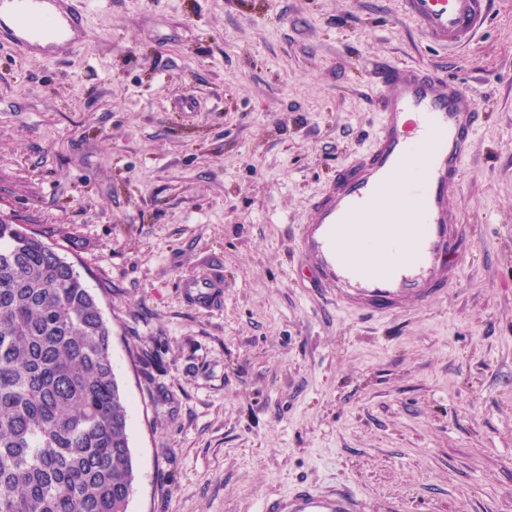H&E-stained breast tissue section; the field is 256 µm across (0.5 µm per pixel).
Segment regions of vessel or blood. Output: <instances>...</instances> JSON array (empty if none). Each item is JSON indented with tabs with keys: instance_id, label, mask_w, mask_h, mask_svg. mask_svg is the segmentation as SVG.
Returning a JSON list of instances; mask_svg holds the SVG:
<instances>
[{
	"instance_id": "vessel-or-blood-1",
	"label": "vessel or blood",
	"mask_w": 512,
	"mask_h": 512,
	"mask_svg": "<svg viewBox=\"0 0 512 512\" xmlns=\"http://www.w3.org/2000/svg\"><path fill=\"white\" fill-rule=\"evenodd\" d=\"M95 0H0V47L22 57L64 59L81 48ZM405 16L440 48L468 46L490 15L489 0H402ZM377 130L367 149L341 167L310 204L311 217L293 243L337 306L365 316L397 313L444 297L458 278L468 230L448 201L481 123L467 89L447 74L409 63L385 64ZM411 167L408 180L393 178ZM414 204L412 222L378 238L356 232L358 221L392 192ZM381 262H369L372 253ZM260 512H364L345 485L311 484L265 499Z\"/></svg>"
}]
</instances>
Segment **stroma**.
I'll list each match as a JSON object with an SVG mask.
<instances>
[{
    "label": "stroma",
    "mask_w": 512,
    "mask_h": 512,
    "mask_svg": "<svg viewBox=\"0 0 512 512\" xmlns=\"http://www.w3.org/2000/svg\"><path fill=\"white\" fill-rule=\"evenodd\" d=\"M383 61L446 72L484 121L446 301L370 319L291 239L367 147ZM0 218L112 325L128 512H258L301 482L366 512H512V0L456 51L401 0H106L67 59L0 51Z\"/></svg>",
    "instance_id": "obj_1"
}]
</instances>
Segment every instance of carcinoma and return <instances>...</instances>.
Instances as JSON below:
<instances>
[{
    "instance_id": "obj_1",
    "label": "carcinoma",
    "mask_w": 512,
    "mask_h": 512,
    "mask_svg": "<svg viewBox=\"0 0 512 512\" xmlns=\"http://www.w3.org/2000/svg\"><path fill=\"white\" fill-rule=\"evenodd\" d=\"M128 428L100 299L41 234L0 222V512H127Z\"/></svg>"
}]
</instances>
